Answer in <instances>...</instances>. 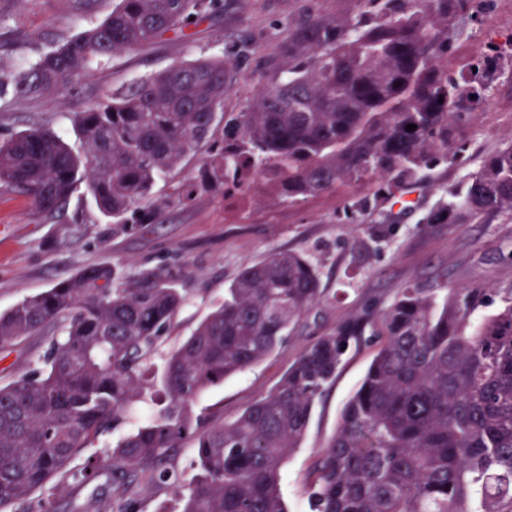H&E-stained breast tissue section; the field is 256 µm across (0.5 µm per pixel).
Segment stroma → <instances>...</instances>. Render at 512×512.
Segmentation results:
<instances>
[{
  "label": "stroma",
  "mask_w": 512,
  "mask_h": 512,
  "mask_svg": "<svg viewBox=\"0 0 512 512\" xmlns=\"http://www.w3.org/2000/svg\"><path fill=\"white\" fill-rule=\"evenodd\" d=\"M113 4L0 0V142L42 126L79 148L73 113L172 62L219 55L229 44H247L250 52L232 59L233 80L223 106L228 112L249 111L260 87L288 68L277 51L288 24L311 14L339 18L363 8L361 0H222L220 12L93 66L71 93H17L20 75L57 44L100 23ZM472 12L459 24L461 35L448 55L449 74L489 52L491 36L512 32V0H473ZM455 139L464 147L463 162L436 167L386 201L376 198L374 184L365 181L291 203L280 198L276 177L263 175L251 187L204 192L184 204L175 187L180 178L199 174L201 155L191 152L177 173L157 181L154 216L132 232L104 218L83 185L54 214L39 212L24 197L0 188V313L85 267L112 264L123 282L162 270L178 281L186 301L157 341L151 360L159 365L223 300L225 285L242 268L274 252L304 253L319 271L321 302L301 317L271 359L204 391L195 403L204 422L232 421L277 383L304 345L347 319L380 311L401 288L441 279L452 287L482 285L498 298L512 290L511 213H484L464 224L429 221L447 204L448 188L460 186L484 157L512 141V76L498 80L489 99L465 112ZM358 201L365 209L348 220L347 208ZM49 342V336L37 334L0 350V382L41 368ZM375 349L367 336L354 343L334 384L316 404L305 440L283 472L288 512H311V464L337 429ZM117 491L106 471L90 484L71 480L43 496L53 512H83L90 501L101 512H111Z\"/></svg>",
  "instance_id": "1"
}]
</instances>
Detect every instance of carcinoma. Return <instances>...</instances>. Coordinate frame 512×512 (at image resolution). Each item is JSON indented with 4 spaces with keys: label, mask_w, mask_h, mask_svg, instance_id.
<instances>
[{
    "label": "carcinoma",
    "mask_w": 512,
    "mask_h": 512,
    "mask_svg": "<svg viewBox=\"0 0 512 512\" xmlns=\"http://www.w3.org/2000/svg\"><path fill=\"white\" fill-rule=\"evenodd\" d=\"M366 4L355 17L312 15L288 27L287 75L261 91L251 111L223 112L224 56L175 61L76 113L81 154L40 127L1 142L0 187L53 213L84 182L98 211L132 230L156 180L205 147L200 176L178 187L184 203L229 177L242 188L258 173L274 174L291 202L364 180L392 197L458 158L450 149L462 110L512 73V33L476 69L451 76L448 49L468 0ZM218 7L219 0H116L103 22L44 54L16 91L71 89L92 65ZM448 197L430 221L512 213V143ZM117 279L110 264L82 269L0 313V349L60 330L40 370L0 384V512H16L71 475L72 461L148 381L158 416L122 436L107 460L88 456L83 481L110 467L124 487L142 474L170 486L178 512H287L284 467L347 348L367 332L378 348L313 463V512H512V294L495 306L478 286L403 288L377 317L353 318L306 345L234 421L208 425L193 413L198 395L287 342L320 303L318 270L290 252L245 267L152 377L155 343L185 297L162 272L123 287ZM189 437L196 472L181 483L168 467L170 451Z\"/></svg>",
    "instance_id": "obj_1"
}]
</instances>
